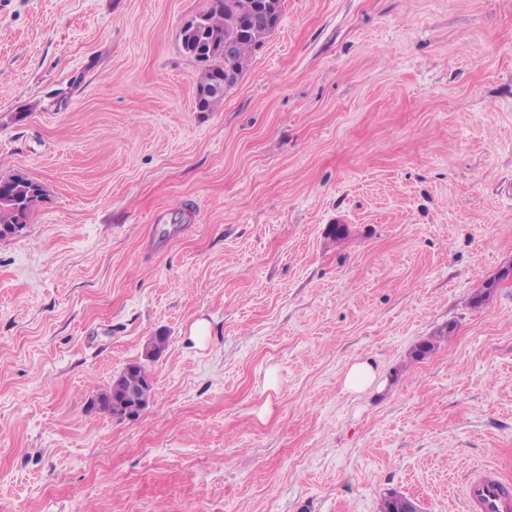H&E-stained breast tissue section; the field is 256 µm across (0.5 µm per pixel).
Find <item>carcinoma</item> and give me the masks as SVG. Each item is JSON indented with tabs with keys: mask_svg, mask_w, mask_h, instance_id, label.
I'll return each instance as SVG.
<instances>
[{
	"mask_svg": "<svg viewBox=\"0 0 512 512\" xmlns=\"http://www.w3.org/2000/svg\"><path fill=\"white\" fill-rule=\"evenodd\" d=\"M284 0H211L210 7L189 22L181 32L184 52L202 64L195 87V106L199 112H211L223 97L209 93L212 85L224 81L229 71L239 81L251 57L260 50L281 18ZM236 40L235 54L224 58V39ZM46 196L44 185L25 173L0 176V241L11 239L25 228L26 221ZM442 329L436 336L419 342L411 356L422 359L435 344L445 338ZM168 337L159 334L146 345V360L154 362L166 350ZM153 382L150 368L141 361L128 363L93 400L105 413H112V403L128 400L140 415L151 398Z\"/></svg>",
	"mask_w": 512,
	"mask_h": 512,
	"instance_id": "1",
	"label": "carcinoma"
}]
</instances>
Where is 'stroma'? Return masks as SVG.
I'll use <instances>...</instances> for the list:
<instances>
[{
  "label": "stroma",
  "instance_id": "1",
  "mask_svg": "<svg viewBox=\"0 0 512 512\" xmlns=\"http://www.w3.org/2000/svg\"><path fill=\"white\" fill-rule=\"evenodd\" d=\"M209 4L0 0V175L47 191L0 242V512H465L512 482V0H284L200 112ZM160 332L140 417L93 408ZM378 376V370L369 360H357L349 366L344 375V390L352 394H362L374 386ZM465 501L471 512H511L512 492L497 475L477 472L465 483Z\"/></svg>",
  "mask_w": 512,
  "mask_h": 512
}]
</instances>
